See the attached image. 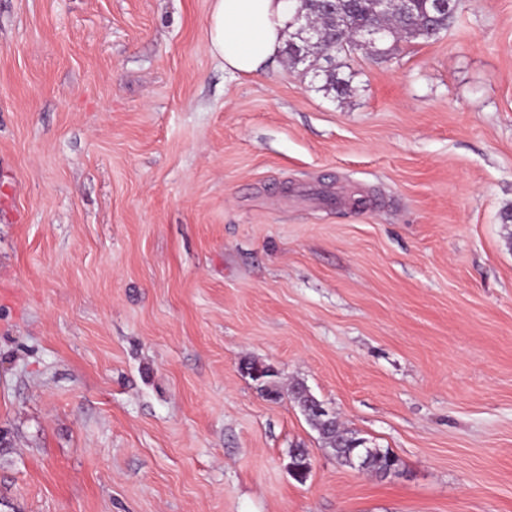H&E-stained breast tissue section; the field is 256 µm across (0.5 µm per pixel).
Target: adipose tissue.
I'll list each match as a JSON object with an SVG mask.
<instances>
[{
	"label": "adipose tissue",
	"mask_w": 512,
	"mask_h": 512,
	"mask_svg": "<svg viewBox=\"0 0 512 512\" xmlns=\"http://www.w3.org/2000/svg\"><path fill=\"white\" fill-rule=\"evenodd\" d=\"M289 19L286 0H215L209 39L226 70L257 71L280 51Z\"/></svg>",
	"instance_id": "ef3b65f1"
}]
</instances>
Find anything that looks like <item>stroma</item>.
Returning a JSON list of instances; mask_svg holds the SVG:
<instances>
[{"instance_id": "35a3bbf8", "label": "stroma", "mask_w": 512, "mask_h": 512, "mask_svg": "<svg viewBox=\"0 0 512 512\" xmlns=\"http://www.w3.org/2000/svg\"><path fill=\"white\" fill-rule=\"evenodd\" d=\"M212 6L0 0V512H512V0L343 94ZM209 39L224 69L257 71L280 51L289 19L286 0H214ZM260 363L256 361H249L243 364L242 367H245L248 369L251 373L254 372H260L258 375L259 378H255L251 375V379L253 381H258L260 384H258L259 390L261 393L268 399V400H280L282 399L284 392L282 391L280 385L275 380L276 375L273 374V372H270L267 367L259 366ZM319 425V428L312 426L318 432L322 446L328 449L343 465L352 469L363 468V470L376 474L385 470L381 476L384 478L396 473L393 468L387 469L390 465H393L394 468L399 466L398 459L387 449L370 448L371 452L365 455L364 459H360L359 448H356V445L363 447L362 443H365V440L356 432L345 428L336 415L329 414L320 418Z\"/></svg>"}]
</instances>
